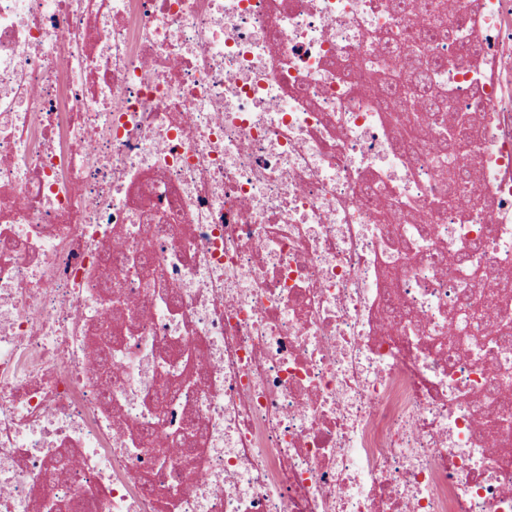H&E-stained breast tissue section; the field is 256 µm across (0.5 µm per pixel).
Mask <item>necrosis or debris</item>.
<instances>
[{
  "instance_id": "4bbe7bcc",
  "label": "necrosis or debris",
  "mask_w": 512,
  "mask_h": 512,
  "mask_svg": "<svg viewBox=\"0 0 512 512\" xmlns=\"http://www.w3.org/2000/svg\"><path fill=\"white\" fill-rule=\"evenodd\" d=\"M87 497L512 512V0H0V512Z\"/></svg>"
}]
</instances>
